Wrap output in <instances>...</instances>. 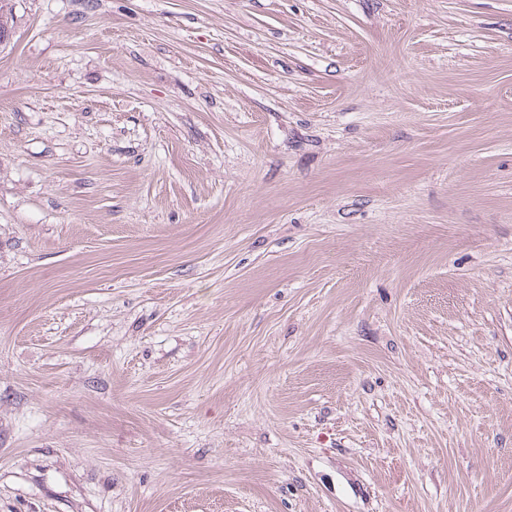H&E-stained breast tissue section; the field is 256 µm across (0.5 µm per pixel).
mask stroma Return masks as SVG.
I'll return each mask as SVG.
<instances>
[{
    "label": "stroma",
    "mask_w": 512,
    "mask_h": 512,
    "mask_svg": "<svg viewBox=\"0 0 512 512\" xmlns=\"http://www.w3.org/2000/svg\"><path fill=\"white\" fill-rule=\"evenodd\" d=\"M0 512H512V0H12Z\"/></svg>",
    "instance_id": "stroma-1"
}]
</instances>
